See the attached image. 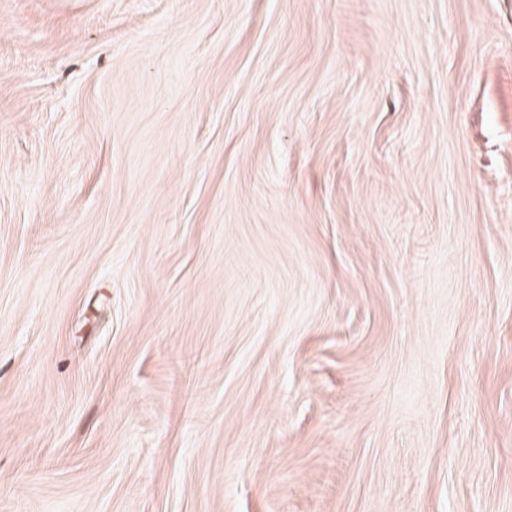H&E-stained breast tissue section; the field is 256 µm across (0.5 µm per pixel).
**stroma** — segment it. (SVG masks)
<instances>
[{"label": "stroma", "instance_id": "35a3bbf8", "mask_svg": "<svg viewBox=\"0 0 512 512\" xmlns=\"http://www.w3.org/2000/svg\"><path fill=\"white\" fill-rule=\"evenodd\" d=\"M0 512H512V0H0Z\"/></svg>", "mask_w": 512, "mask_h": 512}]
</instances>
